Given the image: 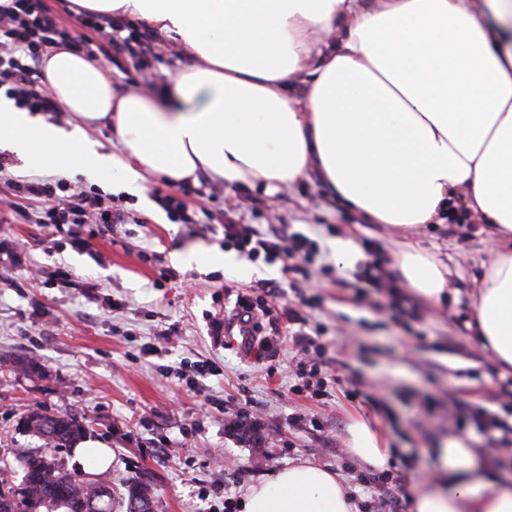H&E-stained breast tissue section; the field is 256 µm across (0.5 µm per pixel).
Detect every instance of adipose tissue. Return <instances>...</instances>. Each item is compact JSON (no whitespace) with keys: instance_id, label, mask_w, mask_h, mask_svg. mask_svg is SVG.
<instances>
[{"instance_id":"adipose-tissue-1","label":"adipose tissue","mask_w":512,"mask_h":512,"mask_svg":"<svg viewBox=\"0 0 512 512\" xmlns=\"http://www.w3.org/2000/svg\"><path fill=\"white\" fill-rule=\"evenodd\" d=\"M134 17L192 50L163 104L113 88L94 56L58 47L41 81L75 124L61 128L0 95V146L35 171L106 185L116 168L170 185L206 176L266 194L317 174L369 224L403 236L440 223L458 191L497 250L473 301L475 333L512 368V0H73ZM302 85H295L296 77ZM114 127L121 155L91 126ZM407 287L453 292L442 261L404 242ZM347 445L376 470L384 435L355 419ZM413 512H512V478L490 480L462 437L434 450ZM239 512H357L336 471L296 460L249 485Z\"/></svg>"}]
</instances>
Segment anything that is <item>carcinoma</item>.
I'll return each mask as SVG.
<instances>
[{
  "label": "carcinoma",
  "mask_w": 512,
  "mask_h": 512,
  "mask_svg": "<svg viewBox=\"0 0 512 512\" xmlns=\"http://www.w3.org/2000/svg\"><path fill=\"white\" fill-rule=\"evenodd\" d=\"M26 429L44 439L50 455L31 456L23 465V476L19 484L0 488V512H112V503L98 506L105 497L104 478L99 474L89 482L78 481L69 472L57 454L74 447L84 434L85 427L74 416L60 412L56 415L31 413L24 419ZM149 506L154 503L151 480L136 477L126 482V497L118 502L124 512H133V502Z\"/></svg>",
  "instance_id": "carcinoma-1"
}]
</instances>
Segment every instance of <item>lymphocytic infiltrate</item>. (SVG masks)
<instances>
[{
    "label": "lymphocytic infiltrate",
    "instance_id": "obj_1",
    "mask_svg": "<svg viewBox=\"0 0 512 512\" xmlns=\"http://www.w3.org/2000/svg\"><path fill=\"white\" fill-rule=\"evenodd\" d=\"M78 22L84 32L72 34L44 0H10L0 5V90L14 99L18 107L32 112L61 117L62 112L40 82L38 64L57 46H74L91 51L93 56L111 60L113 53H125L136 66L147 64L148 41L152 33L143 32L121 21L83 15ZM99 33L103 42L92 45L90 32ZM12 197L41 203L38 221L44 225L125 224L128 215L114 206L111 196L64 178H31L9 183ZM224 245L236 249L249 260L281 263L290 283L310 281L308 263L312 254L309 239L289 232L287 225L268 226L242 223L237 207L224 212ZM233 317L242 324L244 350L261 347L285 352L284 365L291 372L292 393L310 400L327 396V381L320 378L324 347L307 329L308 317L299 307L283 301L276 286L258 282L245 295L237 296ZM226 435L262 445L271 437L262 416L251 401H244L233 418L225 420Z\"/></svg>",
    "mask_w": 512,
    "mask_h": 512
}]
</instances>
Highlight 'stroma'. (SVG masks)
<instances>
[{
    "label": "stroma",
    "mask_w": 512,
    "mask_h": 512,
    "mask_svg": "<svg viewBox=\"0 0 512 512\" xmlns=\"http://www.w3.org/2000/svg\"><path fill=\"white\" fill-rule=\"evenodd\" d=\"M188 58L177 41H153L151 71L165 80L151 100L164 101ZM116 177L129 185L119 203L132 218L128 224H87L71 235L35 224L40 205L33 201H21V213H0V459L10 464L12 482L22 476L20 459L43 450L42 440L21 425L32 411H62L82 420L87 439L112 450L113 484L151 473L155 512H222L225 497H237L298 459L338 471L357 502L367 501L352 471L360 459L346 444L347 425L357 416L388 440L397 512H411V494L426 479L441 436L468 439L491 474L512 473V452L490 445L474 421L487 412L500 423L495 437L512 440V397L502 391L512 372L496 365L469 327L471 300L494 249L479 214L465 224H421L409 231L416 248L457 271L455 295L439 304L418 297L412 317L388 293L356 295L352 267L335 264L333 244L351 239L377 255L395 285L403 283L393 230L364 223L318 177L275 195L228 185L218 196L217 180L200 177L187 185L186 200L195 210L191 224L171 220L159 205L172 186L123 169ZM245 196L251 203L244 223L272 219L317 243V287L288 289L286 298L309 299V323L321 328L325 357L337 377L323 402L293 394V378L278 370L279 360L270 353H246L209 334L207 315L223 307L225 294L248 291L260 280H285L277 263L244 257L238 269L227 270L194 259L202 251L223 252L224 211ZM141 249L148 260L138 258ZM15 253L21 264L10 262ZM175 253L188 255V262L173 264ZM171 265L193 281L192 291L158 286L160 268ZM32 267H63L73 280L36 282L29 278ZM86 282L101 283L98 303H86ZM168 327L177 332L170 343L158 336ZM206 359L222 373L207 378L204 395L161 373L165 366L175 370ZM270 365L276 372L269 378ZM209 394L232 405L257 400L279 428L280 442L253 448L227 438L223 414L202 412ZM301 410L323 422L335 447H323L317 432L289 427V415ZM218 449L237 460L238 471L213 467ZM219 485L228 487V495L216 494Z\"/></svg>",
    "instance_id": "stroma-1"
}]
</instances>
